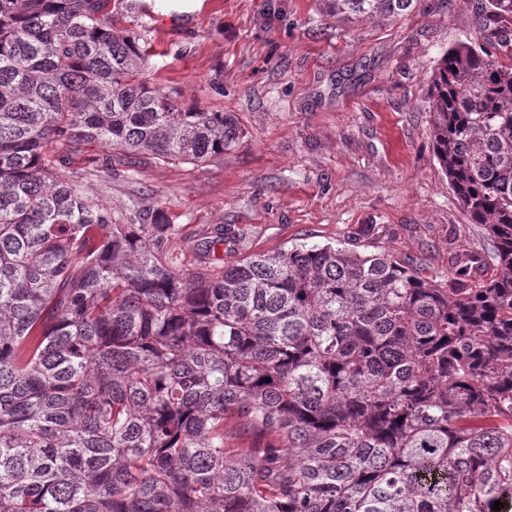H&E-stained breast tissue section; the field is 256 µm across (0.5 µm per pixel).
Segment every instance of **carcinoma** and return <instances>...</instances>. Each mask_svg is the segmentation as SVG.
Listing matches in <instances>:
<instances>
[{
    "instance_id": "obj_1",
    "label": "carcinoma",
    "mask_w": 512,
    "mask_h": 512,
    "mask_svg": "<svg viewBox=\"0 0 512 512\" xmlns=\"http://www.w3.org/2000/svg\"><path fill=\"white\" fill-rule=\"evenodd\" d=\"M136 7L0 0V512H512V0L430 79L491 246L458 264L494 267L445 283L338 243L184 269L173 225L63 174L91 144L195 165L244 138L148 86Z\"/></svg>"
}]
</instances>
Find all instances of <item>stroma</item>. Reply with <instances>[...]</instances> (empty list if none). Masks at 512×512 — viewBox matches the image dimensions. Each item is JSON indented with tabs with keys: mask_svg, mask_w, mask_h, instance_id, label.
I'll return each instance as SVG.
<instances>
[{
	"mask_svg": "<svg viewBox=\"0 0 512 512\" xmlns=\"http://www.w3.org/2000/svg\"><path fill=\"white\" fill-rule=\"evenodd\" d=\"M136 22L153 64L151 87L180 102L231 112L245 136L205 164L87 147L111 163L94 186L113 210L163 215L168 247L195 266L203 235L231 265L295 244L342 242L394 255L444 279L459 255L482 251L434 154L427 90L449 47L473 38L485 0H417L398 17L337 20L326 0H139Z\"/></svg>",
	"mask_w": 512,
	"mask_h": 512,
	"instance_id": "1",
	"label": "stroma"
}]
</instances>
